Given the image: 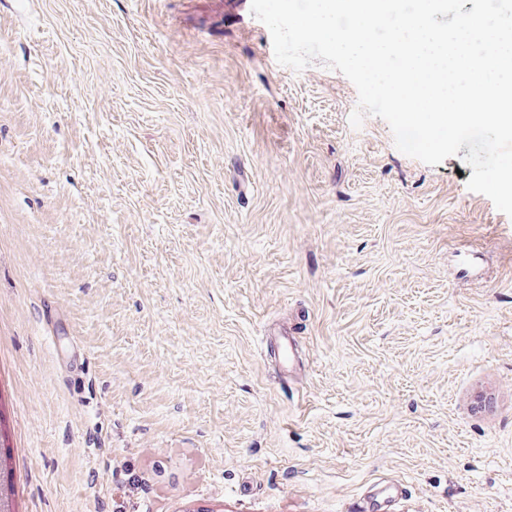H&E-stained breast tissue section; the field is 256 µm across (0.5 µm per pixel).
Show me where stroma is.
Wrapping results in <instances>:
<instances>
[{
	"mask_svg": "<svg viewBox=\"0 0 512 512\" xmlns=\"http://www.w3.org/2000/svg\"><path fill=\"white\" fill-rule=\"evenodd\" d=\"M357 104L251 0H0V512H512V217Z\"/></svg>",
	"mask_w": 512,
	"mask_h": 512,
	"instance_id": "stroma-1",
	"label": "stroma"
}]
</instances>
